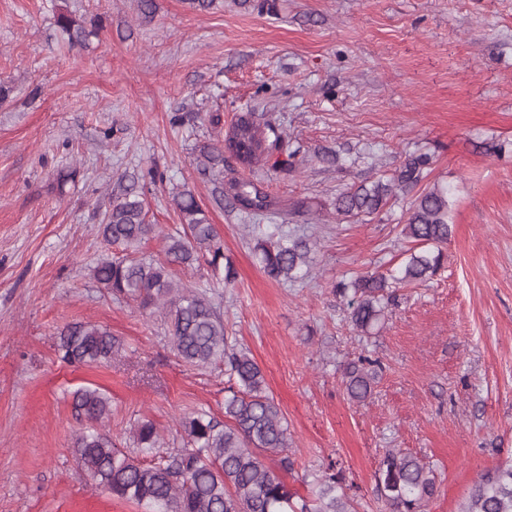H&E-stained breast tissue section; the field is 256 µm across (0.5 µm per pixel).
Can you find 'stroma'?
<instances>
[{
    "instance_id": "obj_1",
    "label": "stroma",
    "mask_w": 512,
    "mask_h": 512,
    "mask_svg": "<svg viewBox=\"0 0 512 512\" xmlns=\"http://www.w3.org/2000/svg\"><path fill=\"white\" fill-rule=\"evenodd\" d=\"M0 0V512H145L97 490L73 445L86 423L71 394L111 400L109 431L129 447L133 421L165 442L181 417H224L223 365L189 366L168 328L117 300L90 270L107 189L138 177L164 258L181 226L171 202L191 190L236 272L231 283L175 267L208 292L232 344L260 365L288 425L291 470L265 463L298 493L304 476L339 463L356 512H390L375 472L386 450L429 463L427 512H458L477 477L512 461V0ZM72 12L98 25L69 48L56 24ZM288 136L294 169L255 184L290 213L286 231L312 242L302 278L261 271L248 227L261 216L215 204L199 148L257 102ZM340 155L333 163L332 155ZM431 164L419 188L368 220L336 217V193L390 177L408 155ZM161 181H152L149 170ZM451 190L453 233L440 270L401 286L371 334L350 323L338 282L399 266L411 243L403 217L418 189ZM306 212H295L297 203ZM103 326L125 350L89 368L58 360L60 332ZM377 372L369 399L351 401L345 365Z\"/></svg>"
}]
</instances>
